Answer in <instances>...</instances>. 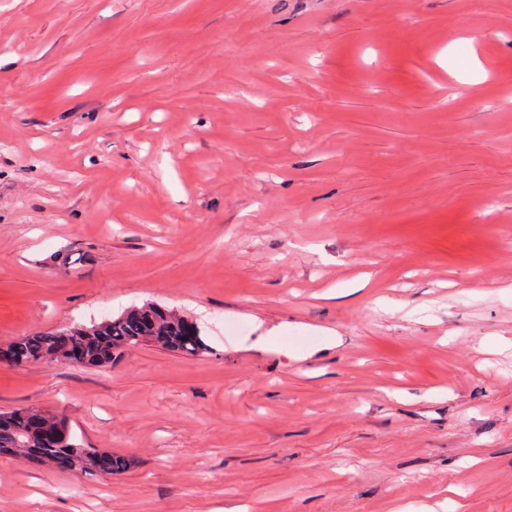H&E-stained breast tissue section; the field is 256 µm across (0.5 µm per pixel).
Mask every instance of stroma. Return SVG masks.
<instances>
[{
	"instance_id": "stroma-1",
	"label": "stroma",
	"mask_w": 512,
	"mask_h": 512,
	"mask_svg": "<svg viewBox=\"0 0 512 512\" xmlns=\"http://www.w3.org/2000/svg\"><path fill=\"white\" fill-rule=\"evenodd\" d=\"M147 302L0 512H512V0H0V346ZM55 428L60 440L47 446L42 429ZM0 454H10L25 462L62 471L80 472L86 476L117 475L131 462L122 455L99 448H85L69 429L65 416L44 415L34 409H15L0 413Z\"/></svg>"
}]
</instances>
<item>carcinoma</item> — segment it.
Listing matches in <instances>:
<instances>
[{
  "label": "carcinoma",
  "mask_w": 512,
  "mask_h": 512,
  "mask_svg": "<svg viewBox=\"0 0 512 512\" xmlns=\"http://www.w3.org/2000/svg\"><path fill=\"white\" fill-rule=\"evenodd\" d=\"M143 345L186 356L207 350L194 322L161 305L147 303L89 324L31 333L0 347V363L19 367L75 358L83 365L105 367L123 352ZM0 454L91 477L117 475L131 465L122 455L78 443L66 417L29 408L0 413Z\"/></svg>",
  "instance_id": "cac0c4a2"
}]
</instances>
